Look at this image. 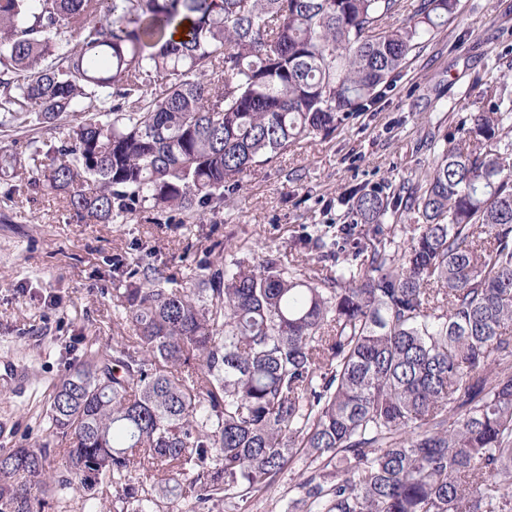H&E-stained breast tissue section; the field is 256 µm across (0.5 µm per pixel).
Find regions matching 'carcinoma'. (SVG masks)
Wrapping results in <instances>:
<instances>
[{"instance_id": "obj_1", "label": "carcinoma", "mask_w": 512, "mask_h": 512, "mask_svg": "<svg viewBox=\"0 0 512 512\" xmlns=\"http://www.w3.org/2000/svg\"><path fill=\"white\" fill-rule=\"evenodd\" d=\"M458 4L0 0V128L75 118L30 146L80 221L231 211L252 170L366 109ZM458 130L468 147L434 139L404 192L338 197L363 228L301 236L330 276L276 252L201 261L183 285L123 270L129 334L54 385L58 444L0 449V512L105 482L113 512H241L299 461L287 512H512V175L494 150L512 98Z\"/></svg>"}]
</instances>
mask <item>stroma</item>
I'll return each instance as SVG.
<instances>
[{
    "mask_svg": "<svg viewBox=\"0 0 512 512\" xmlns=\"http://www.w3.org/2000/svg\"><path fill=\"white\" fill-rule=\"evenodd\" d=\"M500 73L512 91V0H460L456 22L409 59L369 110L251 172L234 212L209 205L186 224H155L147 212L124 224L78 222L62 196L31 185L38 171L28 143L54 141L55 131L0 132V149L21 159L0 171V448L48 441L57 379L85 348L127 334L116 317L124 285L116 260L141 258L184 276L225 240L232 254L273 250L324 273L316 252L297 243L304 225L352 223L339 193L357 184L396 190L423 173L422 138L457 131L461 117L487 104V82Z\"/></svg>",
    "mask_w": 512,
    "mask_h": 512,
    "instance_id": "35a3bbf8",
    "label": "stroma"
}]
</instances>
